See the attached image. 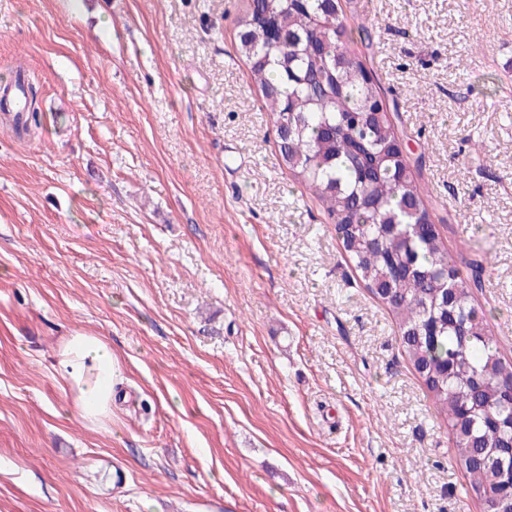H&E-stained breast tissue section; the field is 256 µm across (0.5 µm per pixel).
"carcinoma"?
<instances>
[{
    "label": "carcinoma",
    "mask_w": 512,
    "mask_h": 512,
    "mask_svg": "<svg viewBox=\"0 0 512 512\" xmlns=\"http://www.w3.org/2000/svg\"><path fill=\"white\" fill-rule=\"evenodd\" d=\"M238 27L282 164L321 201L365 287L390 309L470 488L512 512V407L500 390L512 361L473 302L483 266L469 262L466 279L448 256L395 149L381 88L348 47L352 30L332 0H248Z\"/></svg>",
    "instance_id": "cac0c4a2"
}]
</instances>
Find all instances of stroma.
Returning a JSON list of instances; mask_svg holds the SVG:
<instances>
[{
  "label": "stroma",
  "mask_w": 512,
  "mask_h": 512,
  "mask_svg": "<svg viewBox=\"0 0 512 512\" xmlns=\"http://www.w3.org/2000/svg\"><path fill=\"white\" fill-rule=\"evenodd\" d=\"M247 0H0V512H483L396 322L279 160ZM512 361V0H340ZM124 382L66 412L65 336ZM52 369L70 394L74 413L91 423L112 419V404L124 377L118 357L103 337L67 336Z\"/></svg>",
  "instance_id": "obj_1"
}]
</instances>
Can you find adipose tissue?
<instances>
[{
	"label": "adipose tissue",
	"instance_id": "ef3b65f1",
	"mask_svg": "<svg viewBox=\"0 0 512 512\" xmlns=\"http://www.w3.org/2000/svg\"><path fill=\"white\" fill-rule=\"evenodd\" d=\"M52 369L70 394L74 413L93 423L111 418L124 377L118 357L103 337L84 333L67 336Z\"/></svg>",
	"mask_w": 512,
	"mask_h": 512
}]
</instances>
